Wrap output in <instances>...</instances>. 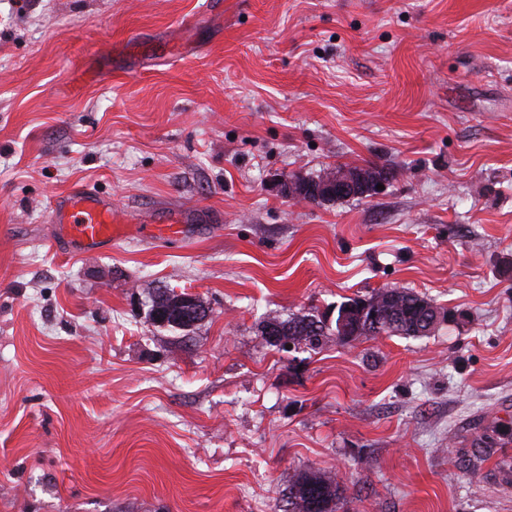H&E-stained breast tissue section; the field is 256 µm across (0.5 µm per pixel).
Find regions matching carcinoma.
<instances>
[{"mask_svg":"<svg viewBox=\"0 0 512 512\" xmlns=\"http://www.w3.org/2000/svg\"><path fill=\"white\" fill-rule=\"evenodd\" d=\"M187 301L188 295L185 293L162 291L153 297L152 307L163 312L168 326L187 330L199 323L197 318L187 320ZM365 301L375 302L391 311V317L379 323L377 327H369V313H364L359 332L361 336H414L417 333V324L431 307L425 299L404 289L382 290L364 301L351 299L347 304L358 305ZM278 335L303 340L306 344L316 347L320 343V337L324 335V325L322 321L309 315H297L278 323ZM342 498L343 489L333 479L313 472H304L288 486L284 512H337Z\"/></svg>","mask_w":512,"mask_h":512,"instance_id":"1","label":"carcinoma"}]
</instances>
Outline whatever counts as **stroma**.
I'll list each match as a JSON object with an SVG mask.
<instances>
[{
	"mask_svg": "<svg viewBox=\"0 0 512 512\" xmlns=\"http://www.w3.org/2000/svg\"><path fill=\"white\" fill-rule=\"evenodd\" d=\"M81 186L128 232L75 256ZM164 288L208 317L154 324ZM386 288L434 329L338 343ZM296 314L318 349L265 340ZM304 471L343 512H512V0H0V512H280ZM345 171H347L349 173H355L358 175H362L367 183V191L366 192H369V184L373 182L375 177L381 176L383 174V172L381 170H378L377 168H373V167H367V168L353 167V168H348L346 170L339 168L335 172H329L324 175L317 176L318 179H316V180L313 178H309L308 180H306V179H297V180L303 181V182H323L325 179H328L330 176H333V175H336L338 173L345 172ZM385 181H386V175H384V174L381 177L377 178L375 190L378 189L377 188L378 184H383ZM298 184L295 182H289L286 188V191L289 196L296 197L301 200H304V194L307 190H309L310 194H314L317 197L320 195L325 196H344L348 195L349 197H357L360 195L359 187L357 186V182L352 178H339L338 180H333L329 183L322 184L318 187H309L303 191V194H299ZM306 201V200H304Z\"/></svg>",
	"mask_w": 512,
	"mask_h": 512,
	"instance_id": "1",
	"label": "stroma"
}]
</instances>
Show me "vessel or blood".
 Instances as JSON below:
<instances>
[{
    "label": "vessel or blood",
    "instance_id": "1",
    "mask_svg": "<svg viewBox=\"0 0 512 512\" xmlns=\"http://www.w3.org/2000/svg\"><path fill=\"white\" fill-rule=\"evenodd\" d=\"M52 218L63 225L67 243L75 254L98 249L101 244L121 235L124 229L111 200L83 187L57 199Z\"/></svg>",
    "mask_w": 512,
    "mask_h": 512
}]
</instances>
